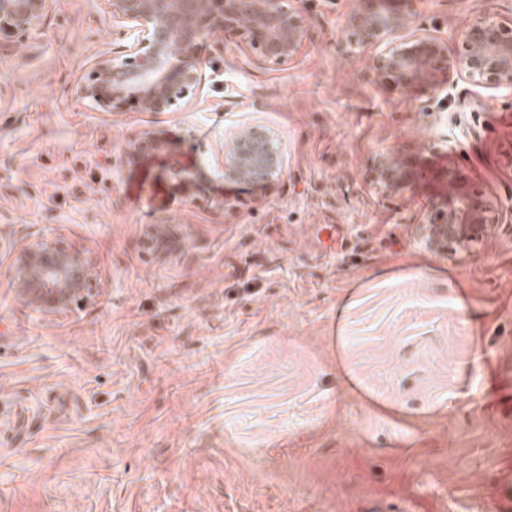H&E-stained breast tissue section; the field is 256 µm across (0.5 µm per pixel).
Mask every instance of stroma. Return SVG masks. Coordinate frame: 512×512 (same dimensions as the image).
<instances>
[{
  "label": "stroma",
  "mask_w": 512,
  "mask_h": 512,
  "mask_svg": "<svg viewBox=\"0 0 512 512\" xmlns=\"http://www.w3.org/2000/svg\"><path fill=\"white\" fill-rule=\"evenodd\" d=\"M351 7L302 0L312 39L279 69L214 34L166 112L79 97L125 52L106 0H50L0 49V512H512V96L458 75V114L376 85L339 48ZM417 9L452 50L512 20V0ZM256 125L279 180L187 195L176 171ZM155 127L173 149L126 163ZM386 152L458 169L493 230L421 245L431 195L383 194ZM157 224L177 253L146 250ZM34 241L85 251L94 296L30 311L9 273Z\"/></svg>",
  "instance_id": "obj_1"
}]
</instances>
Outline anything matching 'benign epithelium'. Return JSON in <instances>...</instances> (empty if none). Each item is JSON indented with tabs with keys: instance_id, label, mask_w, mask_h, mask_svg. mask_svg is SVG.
Here are the masks:
<instances>
[{
	"instance_id": "obj_1",
	"label": "benign epithelium",
	"mask_w": 512,
	"mask_h": 512,
	"mask_svg": "<svg viewBox=\"0 0 512 512\" xmlns=\"http://www.w3.org/2000/svg\"><path fill=\"white\" fill-rule=\"evenodd\" d=\"M50 0H0V38L28 39L40 31ZM112 19L126 37V54L97 62L80 86V94L106 112L137 106L142 112H164L178 106L201 80L199 44L223 31L239 36L266 62L282 66L295 61L311 39L297 0H107ZM417 0H353L345 19L353 53L375 49L374 82L390 85L411 98L429 96L437 104L450 100L453 76L473 85L512 94V23L483 18L463 33L457 54L448 44L420 33ZM164 129L144 130L126 143L129 161L171 149ZM224 179L263 185L282 174L285 161L273 134L255 126L219 146ZM375 182L386 194L423 183L436 199L421 231L427 248L456 244L469 248L491 229V206L456 169L440 171L422 158L377 155ZM189 193L209 181L202 169L175 172ZM12 279L17 296L43 314L70 309L97 288L100 273L85 252L42 241L15 254Z\"/></svg>"
}]
</instances>
